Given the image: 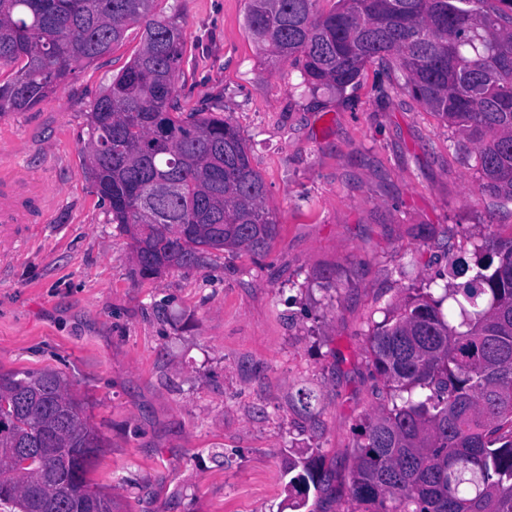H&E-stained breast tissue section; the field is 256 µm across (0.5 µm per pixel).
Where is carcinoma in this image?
<instances>
[{"label": "carcinoma", "instance_id": "cac0c4a2", "mask_svg": "<svg viewBox=\"0 0 512 512\" xmlns=\"http://www.w3.org/2000/svg\"><path fill=\"white\" fill-rule=\"evenodd\" d=\"M157 0H0V117L33 109L74 67L109 53L127 28L141 48L92 103L83 172L131 236L136 274L203 266L212 250L261 252L280 225L240 130L206 108L185 113L183 29ZM245 0L267 61L299 69L311 93L342 92L376 65L472 145L478 193L512 203V0ZM469 279L405 297L373 326L383 382L343 481L351 512H512V237L488 232ZM103 441L59 372L0 373V506L112 512L88 483ZM325 457L288 490L308 501Z\"/></svg>", "mask_w": 512, "mask_h": 512}]
</instances>
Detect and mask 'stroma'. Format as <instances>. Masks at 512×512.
<instances>
[{"label":"stroma","instance_id":"stroma-1","mask_svg":"<svg viewBox=\"0 0 512 512\" xmlns=\"http://www.w3.org/2000/svg\"><path fill=\"white\" fill-rule=\"evenodd\" d=\"M186 37L179 101L215 103L251 149L280 234L260 255L143 280L133 241L83 173L87 112L138 51L139 27L40 106L0 118V168L45 201L0 248V372L52 368L104 440L89 473L112 512H308L285 492L314 453L348 469L381 403L373 323L409 289L474 262L512 205L477 194L474 155L376 67L344 93L269 66L244 0H161ZM309 408H302V399Z\"/></svg>","mask_w":512,"mask_h":512}]
</instances>
